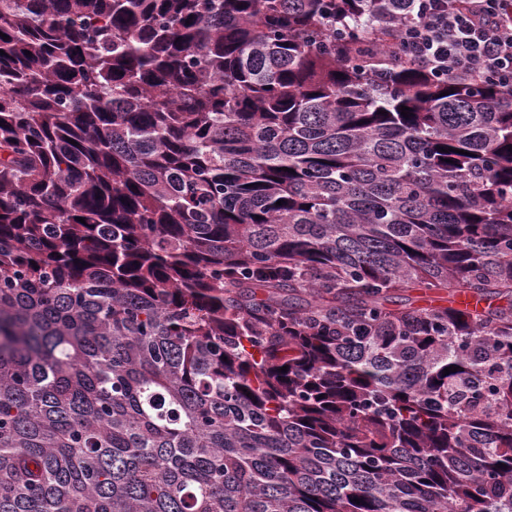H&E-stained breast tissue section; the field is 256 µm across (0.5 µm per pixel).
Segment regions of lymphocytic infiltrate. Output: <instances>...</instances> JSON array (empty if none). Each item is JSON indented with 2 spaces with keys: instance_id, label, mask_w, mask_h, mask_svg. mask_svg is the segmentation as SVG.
<instances>
[{
  "instance_id": "1",
  "label": "lymphocytic infiltrate",
  "mask_w": 512,
  "mask_h": 512,
  "mask_svg": "<svg viewBox=\"0 0 512 512\" xmlns=\"http://www.w3.org/2000/svg\"><path fill=\"white\" fill-rule=\"evenodd\" d=\"M415 17L403 24L389 53L439 77H489L512 86V17L499 0H416Z\"/></svg>"
}]
</instances>
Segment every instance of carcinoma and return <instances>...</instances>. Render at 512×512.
<instances>
[{
  "instance_id": "1",
  "label": "carcinoma",
  "mask_w": 512,
  "mask_h": 512,
  "mask_svg": "<svg viewBox=\"0 0 512 512\" xmlns=\"http://www.w3.org/2000/svg\"><path fill=\"white\" fill-rule=\"evenodd\" d=\"M415 12L0 0V512H512V87ZM405 297L410 299L409 303L414 307H426L429 305H447L446 300H452L445 292H436L426 288L414 287L409 288L403 293Z\"/></svg>"
}]
</instances>
